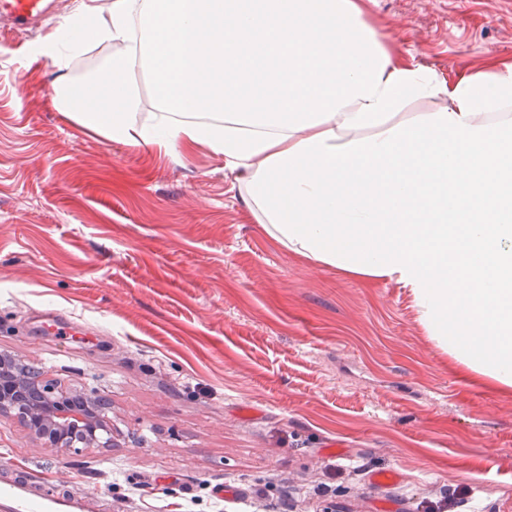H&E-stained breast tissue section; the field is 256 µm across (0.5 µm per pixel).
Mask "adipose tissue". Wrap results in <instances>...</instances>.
Here are the masks:
<instances>
[{
    "instance_id": "1",
    "label": "adipose tissue",
    "mask_w": 512,
    "mask_h": 512,
    "mask_svg": "<svg viewBox=\"0 0 512 512\" xmlns=\"http://www.w3.org/2000/svg\"><path fill=\"white\" fill-rule=\"evenodd\" d=\"M83 37L118 45L73 86L59 35L58 111L126 144L203 143L283 246L410 287L457 360L512 389V63L446 81L392 55L360 0H111ZM158 110L133 120L136 70ZM421 102L436 111L410 115Z\"/></svg>"
}]
</instances>
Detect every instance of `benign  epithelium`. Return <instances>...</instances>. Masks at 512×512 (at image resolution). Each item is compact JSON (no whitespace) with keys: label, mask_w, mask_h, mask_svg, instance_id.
Listing matches in <instances>:
<instances>
[{"label":"benign epithelium","mask_w":512,"mask_h":512,"mask_svg":"<svg viewBox=\"0 0 512 512\" xmlns=\"http://www.w3.org/2000/svg\"><path fill=\"white\" fill-rule=\"evenodd\" d=\"M105 402L102 396H86L42 376L24 381L0 355V413H14L33 438L50 447L111 445L112 430L102 414Z\"/></svg>","instance_id":"obj_1"}]
</instances>
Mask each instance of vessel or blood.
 Returning <instances> with one entry per match:
<instances>
[{"instance_id": "1", "label": "vessel or blood", "mask_w": 512, "mask_h": 512, "mask_svg": "<svg viewBox=\"0 0 512 512\" xmlns=\"http://www.w3.org/2000/svg\"><path fill=\"white\" fill-rule=\"evenodd\" d=\"M51 0H0V17L13 28L37 26L50 14ZM95 498L88 493H66L54 484L34 488L32 483L0 476V512H94Z\"/></svg>"}]
</instances>
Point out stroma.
<instances>
[{"instance_id": "35a3bbf8", "label": "stroma", "mask_w": 512, "mask_h": 512, "mask_svg": "<svg viewBox=\"0 0 512 512\" xmlns=\"http://www.w3.org/2000/svg\"><path fill=\"white\" fill-rule=\"evenodd\" d=\"M90 2L0 39V354L105 396L112 445L63 452L3 413L0 462L99 512H512V391L449 355L411 288L288 251L209 147L58 111L31 54ZM364 8L443 78L512 61V0Z\"/></svg>"}]
</instances>
